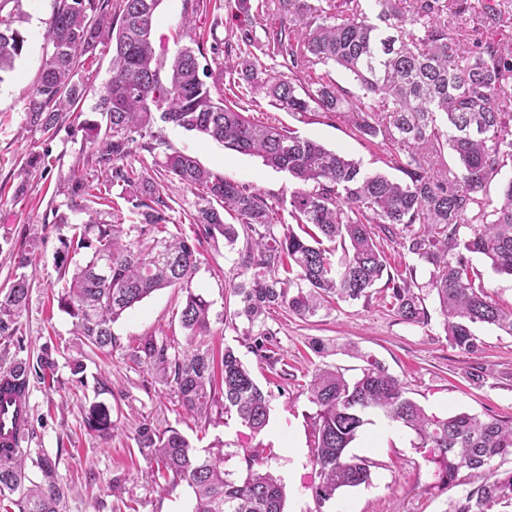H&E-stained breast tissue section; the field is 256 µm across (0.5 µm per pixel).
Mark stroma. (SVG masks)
Returning <instances> with one entry per match:
<instances>
[{"label":"stroma","instance_id":"stroma-1","mask_svg":"<svg viewBox=\"0 0 512 512\" xmlns=\"http://www.w3.org/2000/svg\"><path fill=\"white\" fill-rule=\"evenodd\" d=\"M54 6L55 0H21L15 26L27 41L13 70L0 78V289L15 274L16 251L29 229L38 233L29 304L17 332L0 335V368L16 359L37 357L42 348L51 350L56 362L53 373L30 380L31 426L26 445L56 458L59 482L68 493V512H119L112 490L117 476L125 477L132 488L138 512H190L193 493L189 487L182 484L164 491L154 483L155 464L139 454L134 441L136 430L144 424L160 431L176 428L200 449L224 443L232 454L227 463L231 469L241 465L237 448L254 442L275 448L277 457L270 468L286 486V512H449L457 490L440 486L436 466L414 448V434L402 428L379 438L372 448L360 439L353 443V454L374 463L369 484L340 491L322 507L313 493L311 417L316 407L306 384L318 366L359 367L357 357L343 352V344L355 345L360 353L381 361L428 413L512 416V336L479 325L475 332L483 342L481 353L467 355L450 347L434 296L425 298L429 322L419 325L395 314L379 284L369 300L342 303L329 314L309 320L272 313L266 320L273 335L271 349L285 362L284 367L273 369L249 349L242 335L244 321L224 317L230 290L239 280L236 250L220 240L201 239L196 245L199 264L192 287L212 303L211 341L216 348L234 349L270 395L269 423L254 437L234 420L205 426L184 414L176 396L162 387L154 372L130 368L125 358L128 347L145 336L167 340L179 350L186 347L187 333L179 322L183 290L158 291L118 320L113 326L117 345L112 353L87 349L75 336L69 316L50 303L61 240L83 219L82 214L71 212L70 199L59 188L74 173L91 166L92 150L82 123L94 116L93 107L110 77L112 51L104 49L80 70L79 77L90 91L74 117L50 135L25 130L24 103L50 51L43 32ZM186 16L195 21V30L182 29ZM227 17V9H215L214 0H162L154 20L155 48L173 56L177 49L191 45L199 32H215L221 42L233 39ZM245 110L258 122L276 115L284 126L359 162L364 171H382L395 180L401 177L382 162L391 151L388 143L380 140L369 145L351 136L342 122L319 117L302 123L286 112L274 111L265 99L246 105ZM164 135L172 148L195 156L216 175L251 184L270 197L296 186L288 172L265 166L258 157L225 149L198 133L168 126ZM43 150L51 155V167L33 170L28 181H20L18 170L29 152ZM59 213L68 215V223H56ZM315 339L332 345V352L322 357L313 353L309 344ZM76 356L85 367L79 377L70 370V360ZM99 403L108 407L112 420V430L105 437L85 427L87 415Z\"/></svg>","mask_w":512,"mask_h":512}]
</instances>
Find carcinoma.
Instances as JSON below:
<instances>
[{
	"instance_id": "carcinoma-1",
	"label": "carcinoma",
	"mask_w": 512,
	"mask_h": 512,
	"mask_svg": "<svg viewBox=\"0 0 512 512\" xmlns=\"http://www.w3.org/2000/svg\"><path fill=\"white\" fill-rule=\"evenodd\" d=\"M0 0V82L25 46L13 27L14 4ZM161 0H57L45 38L51 59L26 97L25 124L44 134L78 106L87 92L74 81L81 57L112 45L111 77L94 107L100 120L87 122L95 165L71 184V207L88 214L71 238L61 241L57 265L60 311L71 319L80 341L100 352L116 345L113 324L137 303L178 286L186 298L180 312L187 347L145 336L127 359L155 371L183 410L206 421L235 418L252 434L269 423V395L235 351L210 345L212 303L191 288L198 269L196 247L172 221V207L145 166L131 161L139 150L195 198L189 214L196 237L239 238L243 280L231 289L239 299L232 316L247 322L252 352L278 362L266 346V318L284 309L309 319L340 302L367 299L380 280L390 291L401 320L425 324L430 314L415 292L417 267L388 270L379 234L393 239L420 262L434 267L428 282L435 294L448 344L467 354L482 350L477 324L512 335V307L499 304L476 283L470 255L490 261L497 274L512 276V180L498 200L486 188L512 165V44L486 34L512 20V0H496L476 11L470 0H234L230 20L240 26L235 44L216 63L217 75L200 70L199 56L185 47L168 61L156 53L152 35ZM277 5L280 21L254 30L257 17ZM348 72L355 89L342 86L331 68ZM233 84L300 122L310 117L340 119L350 134L392 152L382 162L406 176L396 181L365 172L360 163L303 138L275 118L254 122L238 102L224 96ZM196 131L225 148L260 157L288 172L301 187L272 201L256 187L215 175L192 155L172 149L158 123ZM456 159L451 168L444 149ZM33 152L19 176L47 168ZM121 188L117 197L112 190ZM122 199L126 208L119 207ZM288 204L298 229L284 223ZM107 218H100L101 214ZM420 224L423 231L413 230ZM469 233L462 236L460 229ZM87 252L83 259L74 256ZM30 252L16 254L15 275L0 292V333L17 331L32 279L23 269ZM360 374L317 367L306 384L312 416L315 500L323 505L343 488L371 480L374 462L350 453L351 444L373 416L412 431L413 447L436 465L440 485L459 486L463 470L480 474L479 485L463 490L450 512L512 508V417L480 419L467 413L439 418L406 396L401 381L382 362L361 356ZM51 371L45 350L33 366L16 359L3 371L5 388L29 386L32 368ZM103 435L110 414L99 405L88 418ZM138 452L156 462L157 486L187 485L191 512H284L285 486L268 460L274 449L244 448V466L227 469L224 446L201 450L178 430L146 425L135 435ZM67 494L57 478V460L43 450L0 447V512H66Z\"/></svg>"
}]
</instances>
